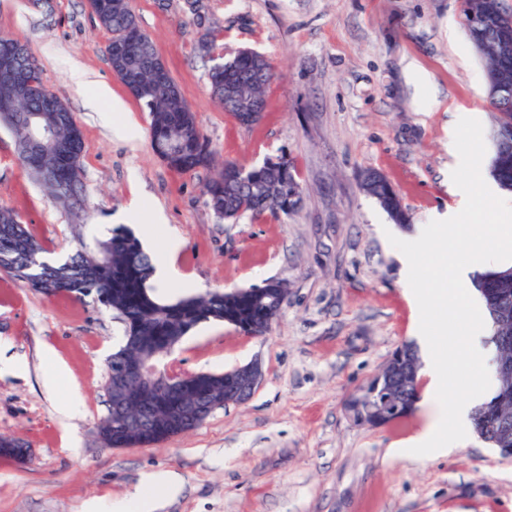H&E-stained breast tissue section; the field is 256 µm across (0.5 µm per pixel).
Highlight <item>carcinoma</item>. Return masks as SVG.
I'll return each instance as SVG.
<instances>
[{"label":"carcinoma","mask_w":512,"mask_h":512,"mask_svg":"<svg viewBox=\"0 0 512 512\" xmlns=\"http://www.w3.org/2000/svg\"><path fill=\"white\" fill-rule=\"evenodd\" d=\"M467 10L476 14L492 13L500 0H465ZM91 12L102 27L113 36L132 40L137 44V57L119 59L112 54V44L105 51L114 71L131 73L130 94L151 116L150 138L156 152L172 167L182 171L205 168L212 162V152L202 134L194 113L180 92L161 86L154 73L159 58L152 40L140 29L129 0H88ZM485 63V79L492 77L507 81L512 87V40L495 51L479 52ZM272 68L260 53L240 52L224 62V72L209 73L212 93L224 110L239 124L252 126L247 120L251 100L264 99L267 83L250 85L251 77L260 67ZM244 85L236 100L224 98V84ZM497 112L493 130L495 149L489 164L490 176L501 189L512 192V99L490 101ZM38 109L35 100L20 105V111L3 118L15 136L17 150L29 174L39 179L41 169L55 166L60 181L47 191L54 203L69 207L76 204L81 183L82 131L72 112H43L40 120L57 128L58 150L40 157L23 153L27 141V125L22 113ZM361 188L375 198L397 223L408 219L401 199L386 177L368 170L361 178ZM208 204L214 213L234 222L245 214L255 217L267 212L287 214L302 202L300 185L293 163L285 157L272 165L263 164L247 171L233 162L224 166L206 184ZM43 245L18 221L8 209H0V264L21 286L46 296L69 293L77 297L93 295L112 310L124 325L123 344L115 353L132 360L161 359L171 353L196 327L211 320H224V312L231 311L243 328H255L266 333L267 325L278 318V313L261 303V288H236L227 291H209L203 295H185L175 299L162 297L151 284L155 266L153 257L142 247L133 231L124 224L109 227L98 237L78 235V247L67 258L53 264L48 279L30 283L24 268L29 257L43 255ZM479 287L492 324L491 342L495 346L492 366L498 378L497 394L475 409L472 427L491 447L512 448V375H504L499 365H512V266L490 271L480 276ZM395 355L402 361L393 374L382 369L378 392L388 389L402 391L410 403L418 400L414 386L402 379L405 372L421 366L417 351L411 344H403ZM185 393L154 391L145 393L135 381L126 385V398L135 404L148 396L149 416L139 424L125 429L114 426V390L108 389V413L97 426L98 434L107 448H135L161 444L170 438L189 432L198 424L187 416L185 405L191 401L222 407L230 401L224 396V375L201 372L181 379ZM378 407L377 397L366 404L357 399L348 401L347 409L355 422L370 420L369 408Z\"/></svg>","instance_id":"carcinoma-1"}]
</instances>
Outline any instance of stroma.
<instances>
[{
  "label": "stroma",
  "mask_w": 512,
  "mask_h": 512,
  "mask_svg": "<svg viewBox=\"0 0 512 512\" xmlns=\"http://www.w3.org/2000/svg\"><path fill=\"white\" fill-rule=\"evenodd\" d=\"M194 112L214 165L182 172L153 150L150 116L113 73L112 38L87 0H0V35L19 38L47 87L84 136L83 200L53 204L28 175L0 125V208L12 210L58 259L86 236L124 224L142 234L151 211L157 244L176 239L181 280L166 293L286 284L267 335L224 322L199 325L165 357L169 375L224 372L259 362L245 402L150 447L107 448L106 360L124 334L112 311L69 294L44 296L0 270V437L31 457H0V512H88L90 503L142 492L154 512H512V457L476 434L451 455L424 461L393 449L426 422L422 407L386 426L353 421L349 397L411 342L418 304L401 283L381 227L389 214L360 185L365 170L392 184L412 223L455 208L450 184L487 173L496 114L483 63L457 0H130ZM263 54L276 77L261 121L240 125L216 103L214 57ZM431 79L420 96L405 75ZM111 87L141 126L114 136L92 95ZM469 147L473 171H452L448 137ZM286 156L302 187L289 214L220 220L205 185L230 160L251 168ZM177 473L171 492L160 476Z\"/></svg>",
  "instance_id": "1"
}]
</instances>
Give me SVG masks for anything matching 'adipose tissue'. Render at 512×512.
<instances>
[{
	"instance_id": "obj_1",
	"label": "adipose tissue",
	"mask_w": 512,
	"mask_h": 512,
	"mask_svg": "<svg viewBox=\"0 0 512 512\" xmlns=\"http://www.w3.org/2000/svg\"><path fill=\"white\" fill-rule=\"evenodd\" d=\"M475 207L470 193H463L458 208L448 211L437 224H418L408 234L390 230L389 235L397 245L400 262L407 273L408 284L413 285L416 300L422 301L418 330L424 350L423 374L428 383L423 401L427 406V420L421 432L402 448L403 453L430 460L452 452L460 439L471 429L474 410L488 402L497 392L498 381L490 366L494 350L488 342L489 329H475L458 337L460 362L466 370L468 381L456 401H448L446 390L451 369L449 355L442 351L439 336L447 333L448 321L435 317L433 307L447 308V284L462 287L459 307L463 314L477 316L485 309L479 293L470 284L475 273L501 268L512 264V225L500 222L487 224L468 239L465 254L456 250H441L444 235H455ZM431 272L440 281V289L420 285L422 272Z\"/></svg>"
}]
</instances>
